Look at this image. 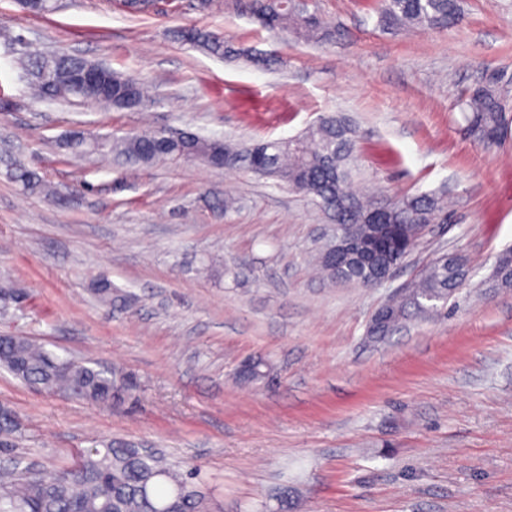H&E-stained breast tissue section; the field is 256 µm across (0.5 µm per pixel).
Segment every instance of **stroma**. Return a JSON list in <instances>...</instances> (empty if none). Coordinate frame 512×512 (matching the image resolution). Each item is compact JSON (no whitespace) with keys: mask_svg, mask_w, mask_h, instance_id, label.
Returning a JSON list of instances; mask_svg holds the SVG:
<instances>
[{"mask_svg":"<svg viewBox=\"0 0 512 512\" xmlns=\"http://www.w3.org/2000/svg\"><path fill=\"white\" fill-rule=\"evenodd\" d=\"M376 0H309L331 37L277 38L233 8L155 0H53L44 14L0 0V282L24 308L0 336L117 369L138 385L122 407L49 396L0 370L15 446L40 470L103 440L199 467L213 512H512V288L488 283L512 247V131L487 147L457 102L477 85L512 94V0H462L447 29L384 31ZM222 33L230 55L182 41ZM78 55L141 78L134 109L31 95L32 53ZM357 131L354 192L456 202L377 288L331 285L314 259L333 226L303 195L243 165L116 164L66 145L74 132L190 131L285 141L329 114ZM24 164L53 197L9 179ZM237 201L225 211V196ZM441 254L467 258L472 287L447 312L367 334L395 288ZM108 280L117 297L93 293ZM265 359L268 377H239Z\"/></svg>","mask_w":512,"mask_h":512,"instance_id":"stroma-1","label":"stroma"}]
</instances>
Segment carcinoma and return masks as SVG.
<instances>
[{
	"mask_svg": "<svg viewBox=\"0 0 512 512\" xmlns=\"http://www.w3.org/2000/svg\"><path fill=\"white\" fill-rule=\"evenodd\" d=\"M235 6L264 29L289 32L298 39H327L323 21L306 9L290 10L285 0H235ZM379 22L386 29L443 28L459 21V0H380ZM181 38L206 52L228 53L224 36L201 29H184ZM46 60L29 59L38 97L76 100L84 104L116 106L131 93L146 97L144 82L112 73L113 101L99 96L94 86L75 94L67 86H52L39 79ZM508 97L493 85H479L459 102L469 131L484 145L500 143L508 126ZM227 149L244 161L249 171L275 178L303 194L334 224L349 227L359 236L377 226L394 224L391 241L378 259L365 263L354 253L329 261L318 254L320 270L332 281L370 288L385 268L400 265L418 247L425 224L448 223V201L442 195L421 194L390 202L360 196L349 190L356 131L343 117L328 115L288 141H261L239 146L222 139L184 132L180 140L165 143L152 135L100 141L95 152L143 165L160 161L195 160L208 163L210 154ZM11 179L24 189L48 195L51 189L35 172L16 165ZM470 277L467 264L439 256L418 273L399 298L389 301L388 327L377 333L383 341L411 314L429 315L435 303L448 302ZM493 282L512 287V250L494 260ZM0 368L27 385L45 392L95 404L118 405L133 396L135 385L118 370L107 372L60 357L26 336L0 337ZM0 512H209L208 492L195 468L182 470L158 453H147L129 443L103 441L76 452L71 466L33 472L16 458L0 470Z\"/></svg>",
	"mask_w": 512,
	"mask_h": 512,
	"instance_id": "carcinoma-1",
	"label": "carcinoma"
}]
</instances>
